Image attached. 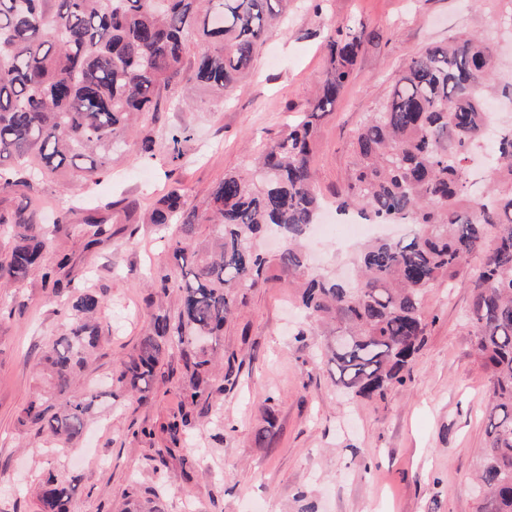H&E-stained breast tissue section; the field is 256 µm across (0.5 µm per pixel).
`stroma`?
<instances>
[{
	"label": "stroma",
	"mask_w": 512,
	"mask_h": 512,
	"mask_svg": "<svg viewBox=\"0 0 512 512\" xmlns=\"http://www.w3.org/2000/svg\"><path fill=\"white\" fill-rule=\"evenodd\" d=\"M501 11L500 0H324L317 14L296 0L226 98L202 90L196 111L161 109L151 125L156 164H142L133 152L113 154L68 234L43 258L52 266L70 256L76 286L103 301L100 349L80 377L81 389L96 396L95 415L77 449L18 423L43 386L40 352L65 334V315L49 302L40 273L0 291V309L14 313L0 321V512H31L26 491L51 469L80 475L73 512H122L134 483L143 497L158 496L163 512H477L473 475L486 441L489 382L465 318L468 284L432 288V321L405 385L375 401L340 392L316 337L296 342L302 319L286 279L249 291L217 339L220 352L243 363L236 384L197 408L189 445L165 466L164 427L181 403L178 355L167 358L174 374L157 377L151 404L112 398L106 383L148 327L145 273L167 267L145 212L173 183L199 205L225 172L246 171L259 143L307 109L328 67L330 25L351 23L374 37L318 127L313 167L329 197L344 187L356 130L386 101L415 51L476 32L494 45L498 65L512 61ZM183 126L190 138L176 159L169 135ZM89 217L110 224L111 238L89 246ZM270 414L273 433L256 442Z\"/></svg>",
	"instance_id": "1"
}]
</instances>
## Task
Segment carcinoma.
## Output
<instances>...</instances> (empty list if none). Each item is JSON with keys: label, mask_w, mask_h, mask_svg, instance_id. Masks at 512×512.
<instances>
[{"label": "carcinoma", "mask_w": 512, "mask_h": 512, "mask_svg": "<svg viewBox=\"0 0 512 512\" xmlns=\"http://www.w3.org/2000/svg\"><path fill=\"white\" fill-rule=\"evenodd\" d=\"M290 0H0V193L28 200L44 192L43 179L60 175L79 192L100 180L114 145L138 146L156 158L153 130L138 117L159 111L175 83L176 101L194 107L193 90L218 95L249 70ZM208 47L191 51L193 33ZM369 39L364 28L333 25L325 42L328 69L308 110L261 146L249 172H227L203 209L189 207L173 185L145 223L177 224L168 236L167 273L156 283L157 305L148 332L112 376V395L140 405L154 398L165 357L178 351L183 401L167 424L174 457L195 427L192 409L224 391L227 373L214 378L217 336L236 313L239 294L278 275L300 288L305 326L295 340L323 336L324 355L352 396L382 398L405 379L428 327L424 299L438 284L468 277V323L490 381L487 443L477 475L484 489L480 512H512V122L504 124L492 167L501 188L473 192L468 163L482 132V99L495 95L494 48L470 33L409 57L392 81L390 97L358 128L354 159L336 211L357 210L370 224L411 223L408 239L375 238L354 258L356 280L343 284L308 273L305 241L326 205L312 157L318 122L343 92ZM73 211L54 224L38 209L0 213L11 245L0 254V280L21 282L43 269L50 301L67 295L68 334L43 350L37 363L45 383L18 417L21 426L50 441L74 443L87 427L94 396L79 389L99 343L102 299L73 291L71 259L42 267L55 236L68 230ZM206 224L202 239L192 226ZM281 248L267 254L271 235ZM494 245L486 248L488 235ZM481 264L468 271L475 255ZM179 294L176 313L163 300ZM80 475L48 473L35 490L36 512H71ZM125 512H162L132 490Z\"/></svg>", "instance_id": "1"}]
</instances>
